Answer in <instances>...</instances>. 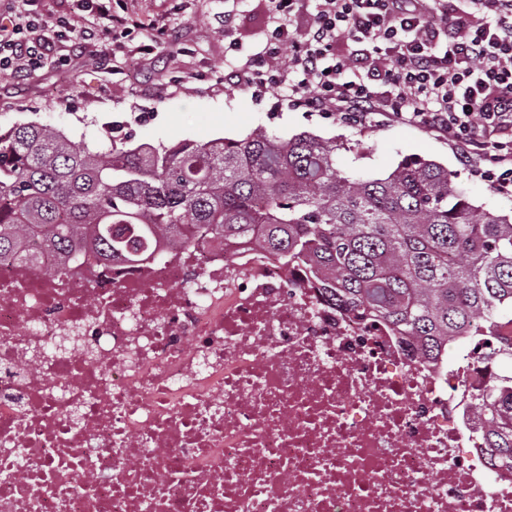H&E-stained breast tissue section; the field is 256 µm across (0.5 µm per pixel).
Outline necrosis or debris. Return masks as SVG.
<instances>
[{
  "mask_svg": "<svg viewBox=\"0 0 512 512\" xmlns=\"http://www.w3.org/2000/svg\"><path fill=\"white\" fill-rule=\"evenodd\" d=\"M43 261H0V512H512L460 376L304 268L220 238Z\"/></svg>",
  "mask_w": 512,
  "mask_h": 512,
  "instance_id": "necrosis-or-debris-1",
  "label": "necrosis or debris"
}]
</instances>
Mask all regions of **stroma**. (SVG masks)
<instances>
[{
	"label": "stroma",
	"mask_w": 512,
	"mask_h": 512,
	"mask_svg": "<svg viewBox=\"0 0 512 512\" xmlns=\"http://www.w3.org/2000/svg\"><path fill=\"white\" fill-rule=\"evenodd\" d=\"M119 5L163 16L165 34L136 36L145 51L131 63L119 57L102 64L98 43L75 37L61 46L67 67L51 58L27 79L0 75V131L36 121L64 130L76 142L117 146L239 138L259 128L286 138L308 132L347 139L352 150L344 162L352 171L379 177L403 157H422L454 171L475 204L512 208V196L473 175L439 133L379 115L353 122L294 108L276 89L255 96L225 87L229 60L266 46L274 27L272 0H119ZM228 12L235 14L236 25L226 34Z\"/></svg>",
	"instance_id": "1"
}]
</instances>
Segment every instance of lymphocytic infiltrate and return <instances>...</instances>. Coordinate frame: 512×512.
<instances>
[{
  "label": "lymphocytic infiltrate",
  "instance_id": "1",
  "mask_svg": "<svg viewBox=\"0 0 512 512\" xmlns=\"http://www.w3.org/2000/svg\"><path fill=\"white\" fill-rule=\"evenodd\" d=\"M313 2L305 41L292 27ZM66 16L0 12V74L40 70L57 42L79 36L124 51L138 32L162 33L160 19L119 14L112 0H72ZM278 23L263 52L234 64L225 83L259 95L287 91L288 103L345 120L383 114L446 135L463 160L512 195V0H276ZM108 19L104 32L89 20ZM389 59L365 66L341 42Z\"/></svg>",
  "mask_w": 512,
  "mask_h": 512
}]
</instances>
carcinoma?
Masks as SVG:
<instances>
[{
  "instance_id": "1",
  "label": "carcinoma",
  "mask_w": 512,
  "mask_h": 512,
  "mask_svg": "<svg viewBox=\"0 0 512 512\" xmlns=\"http://www.w3.org/2000/svg\"><path fill=\"white\" fill-rule=\"evenodd\" d=\"M344 142L263 130L169 146L80 147L34 122L0 134V260L88 253L134 262L210 235L305 267L336 307L382 320L435 361L483 336L512 361V209L472 202L455 174L407 158L382 178L342 170ZM491 466L512 472V371L467 367Z\"/></svg>"
}]
</instances>
